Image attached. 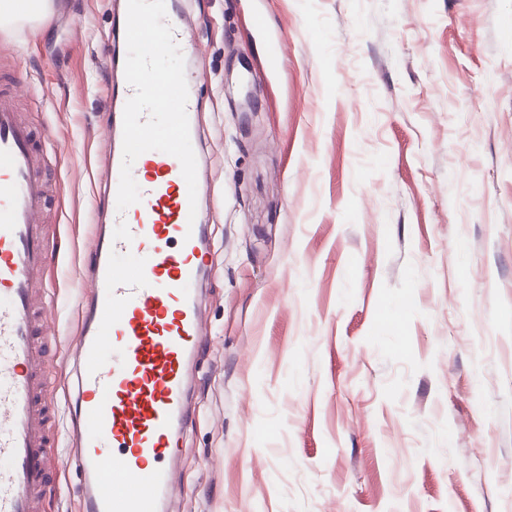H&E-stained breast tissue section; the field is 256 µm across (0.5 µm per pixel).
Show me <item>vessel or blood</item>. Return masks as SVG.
I'll use <instances>...</instances> for the list:
<instances>
[{"label": "vessel or blood", "mask_w": 512, "mask_h": 512, "mask_svg": "<svg viewBox=\"0 0 512 512\" xmlns=\"http://www.w3.org/2000/svg\"><path fill=\"white\" fill-rule=\"evenodd\" d=\"M166 19L181 51H195L175 0ZM126 16L112 20L105 54L124 67ZM133 93L112 87V128ZM12 94L0 91V512H38L51 442L43 393L46 342L36 324L49 266L42 156ZM122 142H113L105 190L116 196ZM142 199L110 209L86 268L91 293L72 347V445L84 478L82 512H165L174 482L166 458L188 417L191 368L204 339L199 285L208 240L190 219L179 161L160 151L132 167Z\"/></svg>", "instance_id": "obj_1"}]
</instances>
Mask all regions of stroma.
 <instances>
[{"mask_svg":"<svg viewBox=\"0 0 512 512\" xmlns=\"http://www.w3.org/2000/svg\"><path fill=\"white\" fill-rule=\"evenodd\" d=\"M122 0L0 29L52 137L42 512L69 402ZM281 34L267 52L252 7ZM197 53L206 339L168 512H512V0H180Z\"/></svg>","mask_w":512,"mask_h":512,"instance_id":"obj_1","label":"stroma"}]
</instances>
